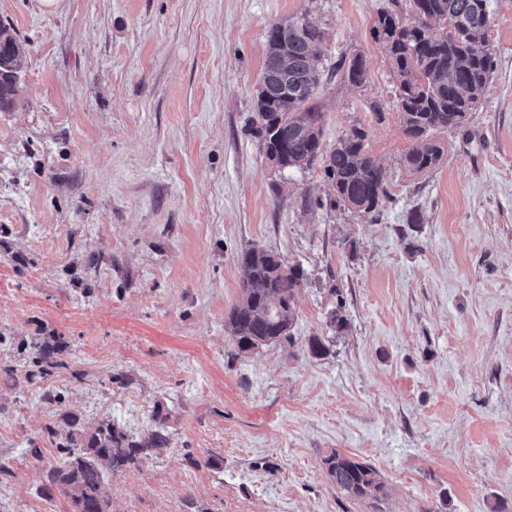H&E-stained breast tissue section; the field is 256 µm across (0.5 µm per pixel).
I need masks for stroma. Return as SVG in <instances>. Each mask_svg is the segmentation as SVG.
I'll return each instance as SVG.
<instances>
[{
	"label": "stroma",
	"instance_id": "obj_1",
	"mask_svg": "<svg viewBox=\"0 0 512 512\" xmlns=\"http://www.w3.org/2000/svg\"><path fill=\"white\" fill-rule=\"evenodd\" d=\"M389 5L0 0L25 47L0 112V512H73L42 489L62 422L15 349L51 335L70 362L52 383L85 424L165 418L168 448L106 483L109 512H512V0H488L495 70L426 174L399 166L410 142L373 34ZM301 17L327 32L323 142L364 125L388 175L379 215L330 207L318 166L280 188L245 131L266 30ZM358 53L361 89L337 72ZM249 246L308 278L292 342L241 351L224 324ZM334 450L377 468L379 507L332 484Z\"/></svg>",
	"mask_w": 512,
	"mask_h": 512
}]
</instances>
